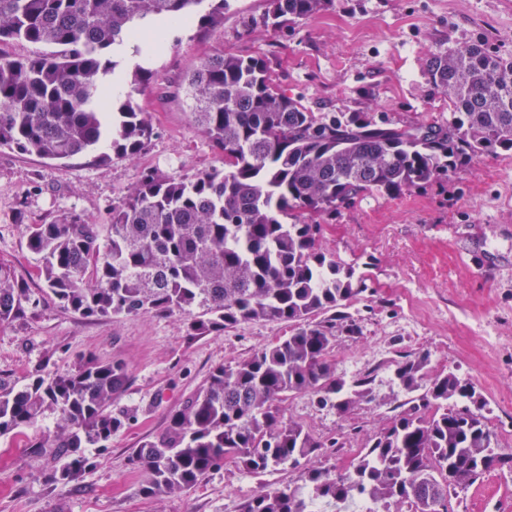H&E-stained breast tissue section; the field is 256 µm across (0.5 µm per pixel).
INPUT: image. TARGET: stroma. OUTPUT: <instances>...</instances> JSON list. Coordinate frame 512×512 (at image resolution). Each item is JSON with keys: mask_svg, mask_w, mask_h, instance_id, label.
<instances>
[{"mask_svg": "<svg viewBox=\"0 0 512 512\" xmlns=\"http://www.w3.org/2000/svg\"><path fill=\"white\" fill-rule=\"evenodd\" d=\"M268 7L269 0H231L216 26L169 28L147 54L131 42L121 49L126 64L153 73L137 101L154 135L138 158L96 161V153L109 152L106 141L96 153L62 162L0 148V262L31 298L23 315L0 325V385L19 388L90 356L123 360L130 374L113 405L125 424L68 485L56 481L64 463L57 449L37 445L53 415L28 427L24 439L0 437V512H241L261 489L302 484L309 468L348 469L408 399L391 377L404 353L428 352L431 373L451 369L474 386L488 403L500 451L512 454V152H504L398 198L364 195L325 220L323 247L367 276L366 292L349 308L358 333L339 335L332 361L346 379L372 376L374 397L344 415L319 406L310 392L279 403L284 419L303 424L324 449L261 474L228 461L191 489L140 494L132 451L166 428L213 368L249 358L288 327L248 322L192 336L179 311L83 318L50 297L25 247L24 225L70 210L106 224L144 169L191 179L222 167L189 113L185 89L186 75L212 49L268 58L275 84L312 111L382 114L400 126L450 117L447 97L424 73L431 53L482 40L512 57V0H335L333 9L283 32L263 25ZM448 512H512V470H489L457 489Z\"/></svg>", "mask_w": 512, "mask_h": 512, "instance_id": "35a3bbf8", "label": "stroma"}]
</instances>
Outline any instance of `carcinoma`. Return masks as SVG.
Instances as JSON below:
<instances>
[{
	"label": "carcinoma",
	"mask_w": 512,
	"mask_h": 512,
	"mask_svg": "<svg viewBox=\"0 0 512 512\" xmlns=\"http://www.w3.org/2000/svg\"><path fill=\"white\" fill-rule=\"evenodd\" d=\"M229 0H0V44L52 47L29 58L0 55V147L64 161L104 139L134 159L153 136L135 95L150 83L140 64L118 101L97 99V83L121 66L117 48L142 23L159 31L194 20L213 26ZM334 6V0H270L263 24L274 30ZM433 87L448 96L446 123L398 126L366 112H314L271 78L261 56L205 55L187 78L192 114L224 156V167L192 179L143 173L112 205L110 224L68 211L27 224L24 240L38 274L60 305L97 319L174 310L190 315L192 335L242 322L273 321L289 334L250 358L213 369L167 428L128 458L145 497L198 484L232 460L253 473L295 464L318 451L303 426L284 421L277 403L311 392L345 413L370 394L368 377L348 381L330 357L336 337L358 327L349 302L366 275L320 244L319 219L370 192L399 197L447 179L474 159L512 151V58L476 43L433 53ZM294 211L310 217L285 224ZM26 286L0 265V323L24 311ZM202 315H193L195 307ZM425 355H405L394 377L414 394L371 438L352 469L312 470L305 486L261 490L241 512H310L314 501L341 507L353 496L374 512H448V494L485 471L512 463L498 452L483 414L486 401L452 371L427 377ZM129 382L126 364L88 358L38 375L20 389L0 386V437L23 433L46 413L54 429L33 448H59L69 483L91 466L86 449L105 448L123 424L112 404Z\"/></svg>",
	"instance_id": "cac0c4a2"
}]
</instances>
